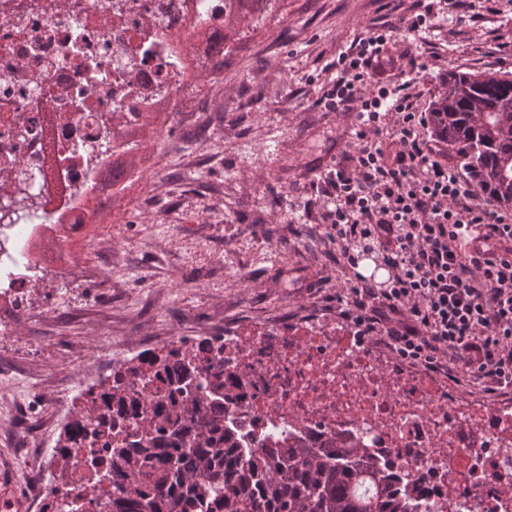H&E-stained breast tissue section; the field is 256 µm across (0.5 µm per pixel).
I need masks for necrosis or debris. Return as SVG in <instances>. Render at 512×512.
Returning <instances> with one entry per match:
<instances>
[{"label": "necrosis or debris", "mask_w": 512, "mask_h": 512, "mask_svg": "<svg viewBox=\"0 0 512 512\" xmlns=\"http://www.w3.org/2000/svg\"><path fill=\"white\" fill-rule=\"evenodd\" d=\"M200 30L210 41L182 53ZM223 34L224 0H0V211L14 212L0 224V314L27 311L35 264L19 259L29 240L58 216L80 217L115 141L163 105L180 108L191 71L206 72ZM172 351L195 356L200 385L210 358L221 357L225 421L247 438L281 434L326 448L352 437L379 463L424 478L418 512H512L501 496L512 487V399L449 391L332 315L110 345L108 376L45 401L65 415L72 440L30 461L29 512L73 501L81 512H112V477L123 465L106 446L141 437L135 397L166 408L160 387ZM118 387L130 402L113 400ZM63 458L60 480L50 466Z\"/></svg>", "instance_id": "obj_1"}]
</instances>
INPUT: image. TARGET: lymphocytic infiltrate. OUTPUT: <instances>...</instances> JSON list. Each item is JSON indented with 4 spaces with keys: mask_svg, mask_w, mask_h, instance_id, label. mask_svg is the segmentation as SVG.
Returning <instances> with one entry per match:
<instances>
[{
    "mask_svg": "<svg viewBox=\"0 0 512 512\" xmlns=\"http://www.w3.org/2000/svg\"><path fill=\"white\" fill-rule=\"evenodd\" d=\"M391 39L389 27L373 28L338 59L332 100L355 112L360 145L326 177L324 219L349 266L376 252L388 279L356 275L336 314L356 335L381 339L431 372H442L448 357L488 389L511 390L512 223L439 160L423 136L428 115L410 94L371 81ZM386 123L398 143L390 156L374 142Z\"/></svg>",
    "mask_w": 512,
    "mask_h": 512,
    "instance_id": "lymphocytic-infiltrate-1",
    "label": "lymphocytic infiltrate"
}]
</instances>
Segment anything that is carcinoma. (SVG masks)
I'll use <instances>...</instances> for the list:
<instances>
[{"label":"carcinoma","instance_id":"cac0c4a2","mask_svg":"<svg viewBox=\"0 0 512 512\" xmlns=\"http://www.w3.org/2000/svg\"><path fill=\"white\" fill-rule=\"evenodd\" d=\"M447 84L431 108L435 140L480 188L512 203V135L505 133L512 128V73L461 72ZM171 357V392L182 394L197 363L189 354ZM213 367L206 400L173 396L163 414L142 406L144 423L157 435L112 449L142 483L134 493L116 484L112 512H416L421 480L369 462V450L356 441L283 448L273 438L264 448L248 446L224 425L222 361ZM184 419L195 425L188 445L179 440Z\"/></svg>","mask_w":512,"mask_h":512}]
</instances>
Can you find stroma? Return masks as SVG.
<instances>
[{
  "instance_id": "1",
  "label": "stroma",
  "mask_w": 512,
  "mask_h": 512,
  "mask_svg": "<svg viewBox=\"0 0 512 512\" xmlns=\"http://www.w3.org/2000/svg\"><path fill=\"white\" fill-rule=\"evenodd\" d=\"M431 6L428 28L401 20ZM387 25L414 65L391 71L411 81L427 110L453 72H512V0H271L225 28L224 65L200 78L185 111L156 112L126 134L113 167L138 172L114 187L103 174L85 200L89 222L61 224L32 241L46 284L66 290L48 318L38 297L10 334H0V472L26 503L30 428L57 382L80 389L108 375L105 336H192L214 318L267 321L320 316L353 271L336 260L320 208L309 206L329 169L358 143L354 114L332 108L339 56Z\"/></svg>"
}]
</instances>
